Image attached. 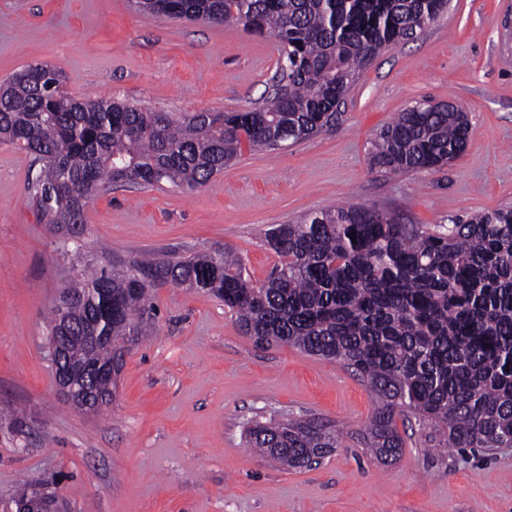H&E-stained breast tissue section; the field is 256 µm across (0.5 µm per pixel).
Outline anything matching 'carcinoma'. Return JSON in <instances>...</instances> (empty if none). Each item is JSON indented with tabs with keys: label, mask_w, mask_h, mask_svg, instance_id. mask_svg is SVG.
I'll return each mask as SVG.
<instances>
[{
	"label": "carcinoma",
	"mask_w": 512,
	"mask_h": 512,
	"mask_svg": "<svg viewBox=\"0 0 512 512\" xmlns=\"http://www.w3.org/2000/svg\"><path fill=\"white\" fill-rule=\"evenodd\" d=\"M449 0H136L152 14L233 22L273 37L288 92L267 94L249 112L176 115L126 101L76 99L62 72L30 65L0 84V142L35 156L30 203L62 244L81 236L85 209L117 182L196 189L241 153L276 149L336 125L343 99L383 50L413 38ZM468 114L419 102L378 133L373 166L391 174L441 168L467 146ZM281 258L269 279L251 282L226 247L186 257L137 254L124 262L85 261L51 309L47 340L60 323L74 336H99L96 360L113 343L152 333L155 288L189 286L224 302L244 335L288 345L351 369L375 400L363 444L378 462L404 447L398 423L438 427L450 448H512V206L456 217L434 231L399 224L384 212L338 205L266 233ZM86 381L87 350L67 345ZM255 450L287 468L307 467L336 448V434L311 419L254 422ZM48 490H18L0 512Z\"/></svg>",
	"instance_id": "1"
}]
</instances>
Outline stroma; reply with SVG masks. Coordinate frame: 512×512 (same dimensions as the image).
Listing matches in <instances>:
<instances>
[{
  "mask_svg": "<svg viewBox=\"0 0 512 512\" xmlns=\"http://www.w3.org/2000/svg\"><path fill=\"white\" fill-rule=\"evenodd\" d=\"M279 54L241 25L140 13L130 0H0V81L49 64L78 99L246 112ZM422 100L468 113L466 151L438 170L374 169L379 131ZM37 170L0 144V501L27 484L56 490L67 512H512V448H446L416 422L399 460L380 464L362 443L374 398L350 370L255 343L221 302L187 288H156L154 333L125 355L112 402L74 409L46 350V317L73 270L29 202ZM347 203L426 230L512 205V0H450L360 72L326 132L243 150L194 190L114 184L88 206L79 243L92 259L101 242L116 259L223 245L259 285L280 262L269 228ZM288 417L336 428L335 451L294 470L248 446L247 422Z\"/></svg>",
  "mask_w": 512,
  "mask_h": 512,
  "instance_id": "1",
  "label": "stroma"
}]
</instances>
